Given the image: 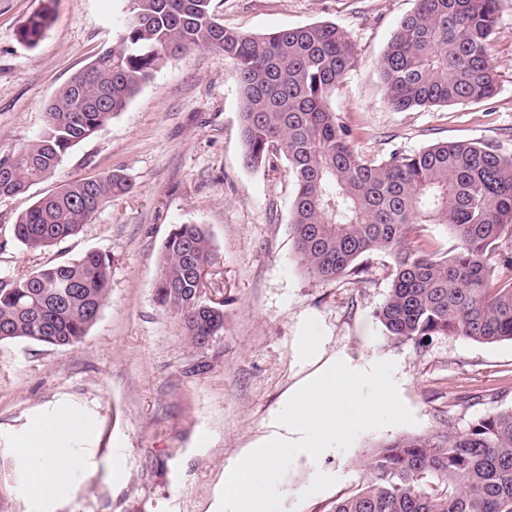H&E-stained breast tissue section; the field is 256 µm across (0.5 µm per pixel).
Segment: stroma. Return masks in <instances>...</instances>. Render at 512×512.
I'll return each instance as SVG.
<instances>
[{
  "instance_id": "1",
  "label": "stroma",
  "mask_w": 512,
  "mask_h": 512,
  "mask_svg": "<svg viewBox=\"0 0 512 512\" xmlns=\"http://www.w3.org/2000/svg\"><path fill=\"white\" fill-rule=\"evenodd\" d=\"M43 0H0V158L35 139L45 105L91 58L112 45L122 0H55L54 21L33 48L16 38ZM224 24L267 34L316 22L342 28L354 64L331 105L383 158L439 141L467 140L512 156V0H498L488 49L496 95L479 104L394 111L378 59L416 0H214ZM236 73L223 54L195 50L170 59L127 107L72 148L54 176L0 197V276L97 251L112 260L111 291L83 340L69 348L0 343V512H218L236 462L271 438H287L277 416L327 364L355 370L395 363L401 400L416 431L451 421L465 430L512 407V341L482 344L439 336L423 350L392 346L375 316L389 292L391 259L363 260L362 281L309 279L296 265L293 182L286 163L250 170L241 162ZM123 171L132 188L106 203L75 237L26 250L13 226L67 179ZM207 232L213 256L202 298L224 311V331L192 348L155 300L163 245L179 224ZM205 364L206 372L191 374ZM85 424L75 437L81 467L66 499L29 494L31 465L18 449L60 411ZM396 425L360 433L347 450L299 454L279 484L285 512H328L361 482L359 461Z\"/></svg>"
}]
</instances>
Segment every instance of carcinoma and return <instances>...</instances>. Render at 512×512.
Returning a JSON list of instances; mask_svg holds the SVG:
<instances>
[{"mask_svg": "<svg viewBox=\"0 0 512 512\" xmlns=\"http://www.w3.org/2000/svg\"><path fill=\"white\" fill-rule=\"evenodd\" d=\"M112 47L95 55L46 104L41 133L0 159V197L27 192L52 175L67 152L123 111L153 72L197 49L224 54L240 96L242 163L276 168L294 183L291 231L296 264L308 277L358 278L360 259H392L388 295L376 311L385 340L417 350L437 336L482 344L512 341V157L486 143L438 142L386 158L360 152L330 98L353 65L354 46L333 23L270 34L224 25L214 0H123ZM51 0L20 27L34 48L52 19ZM497 0H418L378 61L387 104L396 111L485 102L498 75L488 47ZM113 171L67 181L14 224L34 253L81 232L113 196L128 192ZM446 224L454 244L436 247L420 232ZM197 224L169 234L157 303L196 349L224 330V311L205 307L194 261L210 258ZM111 285V259L90 251L29 276L0 278V343L29 340L72 347L95 323ZM364 479L330 512H512V407L459 431L451 422L374 446L359 462Z\"/></svg>", "mask_w": 512, "mask_h": 512, "instance_id": "carcinoma-1", "label": "carcinoma"}]
</instances>
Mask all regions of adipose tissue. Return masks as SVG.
<instances>
[{"label":"adipose tissue","instance_id":"obj_1","mask_svg":"<svg viewBox=\"0 0 512 512\" xmlns=\"http://www.w3.org/2000/svg\"><path fill=\"white\" fill-rule=\"evenodd\" d=\"M70 430L56 421L37 425L24 441L20 452L32 464L30 492L47 498L73 492L79 460L69 442Z\"/></svg>","mask_w":512,"mask_h":512}]
</instances>
